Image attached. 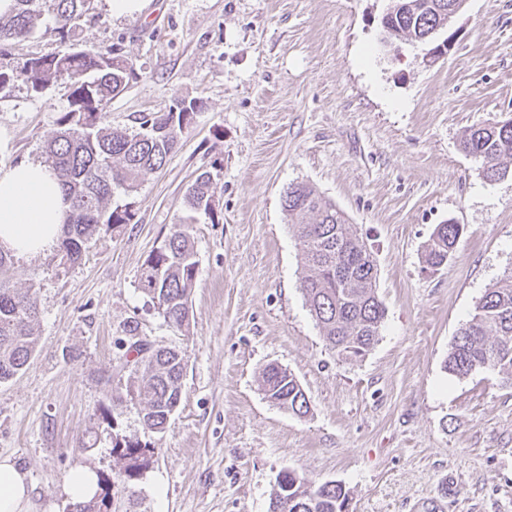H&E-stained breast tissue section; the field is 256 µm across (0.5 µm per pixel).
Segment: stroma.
I'll return each instance as SVG.
<instances>
[{"mask_svg": "<svg viewBox=\"0 0 512 512\" xmlns=\"http://www.w3.org/2000/svg\"><path fill=\"white\" fill-rule=\"evenodd\" d=\"M141 4L117 15L94 0L75 33L136 68L109 122L134 128L184 98L204 108L141 180L130 223L102 229L64 268L50 251L13 260L10 287L37 291L40 342L0 383V456L26 471L35 512H71L75 467L110 482L118 434L154 447L131 482L133 512H269L285 469L342 483L349 512H512V387L490 369L445 368L457 330L512 267V173L487 181L460 148L467 129L512 117V0H467L431 43L385 40L389 0ZM68 95L0 93L1 167L43 161ZM216 159L220 224L184 205ZM297 183L335 202L373 257L386 315L363 359L326 345L300 290L283 208ZM448 221L464 235L433 271L426 247ZM184 222L198 276L189 323L176 328L138 276ZM140 343L186 357L161 434L142 427L125 357ZM270 364L298 379L307 416L266 398Z\"/></svg>", "mask_w": 512, "mask_h": 512, "instance_id": "35a3bbf8", "label": "stroma"}]
</instances>
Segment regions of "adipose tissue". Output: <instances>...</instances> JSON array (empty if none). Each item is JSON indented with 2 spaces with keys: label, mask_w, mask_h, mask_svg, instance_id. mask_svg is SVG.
<instances>
[{
  "label": "adipose tissue",
  "mask_w": 512,
  "mask_h": 512,
  "mask_svg": "<svg viewBox=\"0 0 512 512\" xmlns=\"http://www.w3.org/2000/svg\"><path fill=\"white\" fill-rule=\"evenodd\" d=\"M68 208L61 185L43 163L0 167V249L28 257L59 242ZM27 475L9 458L0 459V512H30Z\"/></svg>",
  "instance_id": "obj_1"
}]
</instances>
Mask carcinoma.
I'll list each match as a JSON object with an SVG mask.
<instances>
[{"label": "carcinoma", "mask_w": 512, "mask_h": 512, "mask_svg": "<svg viewBox=\"0 0 512 512\" xmlns=\"http://www.w3.org/2000/svg\"><path fill=\"white\" fill-rule=\"evenodd\" d=\"M53 26L62 48L56 53L0 64V92L24 84L42 94L54 83L69 86V110L58 119L60 130L45 146V163L60 181L69 210L55 258L74 264L85 245L102 227L128 224L134 217L129 196L141 178L160 169L177 144L178 134L204 106L201 100L175 102L163 112L140 118L136 129H114L108 124V103L136 77L133 63L111 50L72 42L81 19L92 9L91 0H49ZM461 0H390L385 35L388 39L427 41L448 27V14ZM44 0H15L11 14L0 17V42L29 38L43 23ZM463 152L484 162L482 176L495 181L505 175L504 159L512 160V118L494 120L466 130ZM222 162L215 160L187 187L189 210L223 223L216 198ZM293 232L299 241L306 275L301 281L309 311L326 344L345 359L365 357L378 342L385 307L375 288L374 260L364 242L350 230L336 204L304 183L287 188L283 197ZM464 227L449 221L434 229L427 247V264L435 268L448 261ZM13 256L0 250V383L21 373L34 355L38 308L32 288L18 290L4 281ZM198 265L189 225L174 227L163 246L148 255L140 268L138 285L176 327L189 321V300ZM138 385L143 402L144 428L161 434L178 408L185 368L182 353L135 346ZM446 369L464 377L477 369H491L512 385V267L476 303L474 313L453 337ZM268 399L304 416L310 400L287 370L270 364L262 371ZM113 454L123 461L113 493L91 500L80 512H101L111 499H131L130 481L150 463L151 444L115 437ZM349 493L340 484H315L285 469L277 482L269 512H348Z\"/></svg>", "instance_id": "cac0c4a2"}]
</instances>
